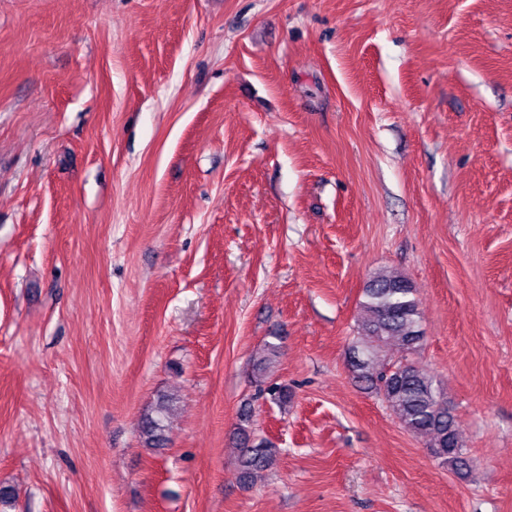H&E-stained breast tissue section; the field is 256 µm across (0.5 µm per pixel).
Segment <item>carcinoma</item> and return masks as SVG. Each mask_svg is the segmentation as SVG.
<instances>
[{
	"instance_id": "1",
	"label": "carcinoma",
	"mask_w": 512,
	"mask_h": 512,
	"mask_svg": "<svg viewBox=\"0 0 512 512\" xmlns=\"http://www.w3.org/2000/svg\"><path fill=\"white\" fill-rule=\"evenodd\" d=\"M358 336L350 348L349 368L354 382L380 394L403 428L425 440L432 456L458 473L471 468L448 396L435 374L411 358L422 346L419 302L410 281L401 274L376 272L363 290ZM279 354V345L267 342L255 359L258 394L279 406L292 391L269 379L267 371ZM172 400L160 401L145 414L141 434L149 448L165 445V421ZM251 411L240 414L237 427L241 478L273 464L274 452L255 441Z\"/></svg>"
}]
</instances>
